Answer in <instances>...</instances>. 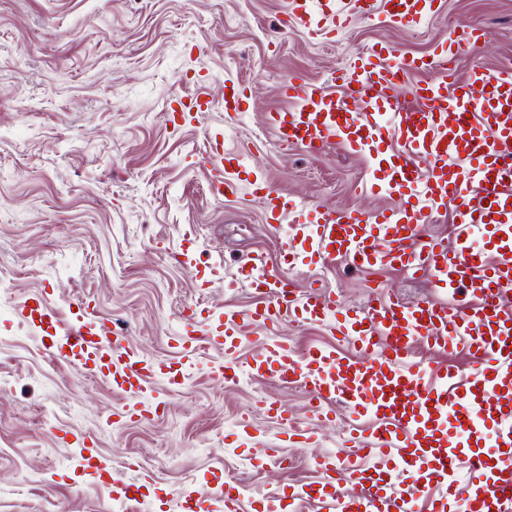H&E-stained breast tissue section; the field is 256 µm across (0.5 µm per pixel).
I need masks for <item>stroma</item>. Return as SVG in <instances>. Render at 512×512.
<instances>
[{
    "label": "stroma",
    "mask_w": 512,
    "mask_h": 512,
    "mask_svg": "<svg viewBox=\"0 0 512 512\" xmlns=\"http://www.w3.org/2000/svg\"><path fill=\"white\" fill-rule=\"evenodd\" d=\"M285 0H0V260L11 282L0 292V512H154L176 504L213 472L232 475L242 512L288 486L317 480L312 460L340 450L348 421L320 424L305 389L247 378L221 385L210 370L222 352H205L179 392L157 385L160 412L142 422H116L121 393L99 378L53 360L39 335L20 324L13 306L44 292L63 320L83 300L117 319L144 354L171 357L169 336L184 306L257 302L235 286L236 263L255 257L278 264L283 231L265 221L247 194L216 197L202 162L209 135L245 147L247 170L299 201L335 207L366 204L367 160L333 145L323 153H281L266 124L284 107L280 83L299 73L329 83L333 72L371 42L424 53L464 25L486 29L480 49L459 57L494 71L512 61V0H443L420 29L355 17L320 45L301 29L284 33ZM246 83L244 115L224 110V84ZM213 100L195 121L172 127L171 103L199 90ZM207 261L200 288L179 261L182 249ZM299 286L321 284L350 306L372 293L371 277L343 260L303 264ZM275 399L304 427L320 432L318 448H287L286 464L261 471L252 444L229 441L250 413L266 447L281 425L263 412ZM92 437L112 457L115 477L142 486L141 501H113L107 483L85 476L65 439Z\"/></svg>",
    "instance_id": "obj_1"
}]
</instances>
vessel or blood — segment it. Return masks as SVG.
Instances as JSON below:
<instances>
[{"label":"vessel or blood","instance_id":"1","mask_svg":"<svg viewBox=\"0 0 512 512\" xmlns=\"http://www.w3.org/2000/svg\"><path fill=\"white\" fill-rule=\"evenodd\" d=\"M441 6L442 0H286L282 27L326 42L356 14L416 29ZM485 39L483 30L466 27L422 56L372 43L332 74L337 94L296 75L282 83L288 105L266 116L278 147L318 153L338 143L366 156L364 194L390 197L394 206L299 203L265 178L243 180L244 153H225L223 132L211 136L213 193L230 199L247 191L267 223L290 227L280 266L252 258L238 264L236 279L257 304L244 311L183 309L170 336L177 359L145 355L115 320L81 301L67 322L37 294L15 305L16 319L46 338L56 361L125 394L118 420L144 419L156 384L178 389L207 348L224 354L219 383L245 374L306 388L323 422L345 408L343 454L316 456L319 480L266 498L262 512H285L288 498L319 512H416L423 498L427 512H512V69L475 67L460 82L451 67ZM250 97L246 84L227 83L225 111H246ZM448 210L453 239L426 235L425 225ZM336 258L375 274L429 277L445 297L410 304L379 286L355 307L318 288L299 289L283 270ZM286 322L321 326L351 351L316 346L297 355L276 335ZM251 327L268 335L261 353L243 364L239 351ZM423 344L465 353L469 376L417 361L414 351ZM264 411L285 425L289 445L316 447V431L292 425L281 403L266 401ZM78 453L84 474L111 475V459L92 439ZM211 481L184 493L180 512H240V496L223 474Z\"/></svg>","mask_w":512,"mask_h":512}]
</instances>
